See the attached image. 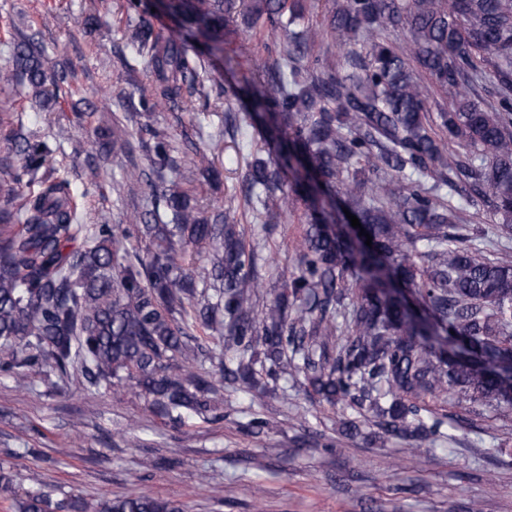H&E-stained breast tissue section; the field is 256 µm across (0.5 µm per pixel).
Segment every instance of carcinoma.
<instances>
[{"label": "carcinoma", "instance_id": "obj_1", "mask_svg": "<svg viewBox=\"0 0 512 512\" xmlns=\"http://www.w3.org/2000/svg\"><path fill=\"white\" fill-rule=\"evenodd\" d=\"M239 7L248 27L282 37L251 84L252 112L264 116L275 153L250 163L242 192L269 223L289 193L310 202L297 267L281 270L283 287L259 305L254 255L237 225L222 211L203 215L173 180L161 196L167 224L156 210L126 225L79 223L67 181L23 191L52 168L53 150L0 117L12 153L0 177V376L135 388L153 415L180 422L216 412L226 381L297 372L321 401L350 412L342 433L368 423L378 439L411 442L409 462L423 470L431 451L416 442L455 440L456 421L430 403L452 397L505 419L512 412V260L487 253L464 223L466 205L480 203L497 219V243L512 241V0H343L329 31L338 60L325 62L299 0H165L177 30L125 32L152 74L142 111L198 92L191 53L222 56ZM399 30L404 43L391 39ZM13 56L1 87L23 76L51 97L67 79L48 73L31 36ZM480 63L496 73L495 106L469 95ZM150 132L161 182L168 171L214 169L207 153L184 162L165 131ZM100 148L129 154L131 134L117 125ZM461 185L472 192L465 205ZM345 208L372 246L362 228L341 223ZM133 238L149 248H131ZM199 329L213 347L203 349ZM0 491L14 512H183L149 492L18 495L2 471Z\"/></svg>", "mask_w": 512, "mask_h": 512}]
</instances>
